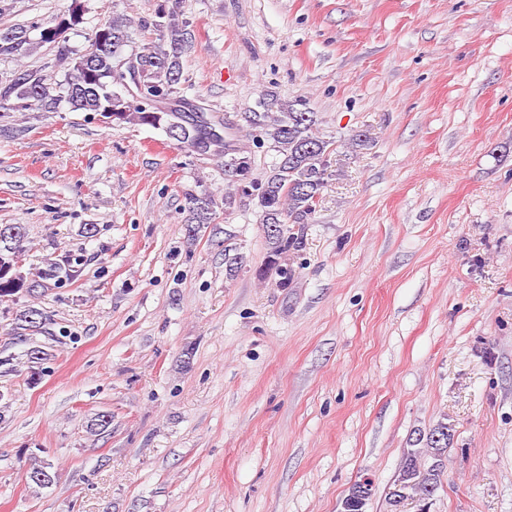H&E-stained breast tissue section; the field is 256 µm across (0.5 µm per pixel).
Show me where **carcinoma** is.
Listing matches in <instances>:
<instances>
[{"mask_svg":"<svg viewBox=\"0 0 512 512\" xmlns=\"http://www.w3.org/2000/svg\"><path fill=\"white\" fill-rule=\"evenodd\" d=\"M179 0H157L152 20L144 26L160 32L159 42L142 51L127 50L131 43L132 20L112 16L91 34L90 42L98 44L91 61L85 56L71 55L67 48L58 52L57 62L66 66L60 81L41 71L28 69L14 75L0 86V119L17 112H57L66 103L72 112L98 115L112 112V124L150 126L166 131L174 113L171 107L187 111V121L180 127L176 139L179 148L189 156H202L224 167L231 190L224 193V208L253 205L258 210L266 242L264 264L258 270L261 279L272 278L280 288L290 286L296 269L291 257L305 248V225L314 220L323 189L333 176L332 156L336 142L320 131L317 113L300 100L263 102V111L245 112L244 124L238 130L249 134L259 132L262 140L275 151L278 162L262 175H255L252 153L231 148L230 139L210 135L209 129L221 124V119L180 95L182 56L188 47V32L178 19ZM58 23V19L33 23L11 30V37H0V56L22 59L43 44L53 43L44 35L34 40L30 31L43 30ZM129 54L139 60L137 96L128 97L117 79V59ZM186 219L187 240L193 241L201 229L214 221L216 201L206 192L189 194ZM27 230L23 224L0 225V302L19 294L33 295L48 287L73 280L79 270L71 259L46 258L43 266L31 267L15 275L14 258L26 251ZM50 315L34 306L18 308L13 313L9 335L19 342L47 332ZM30 380L37 382L42 364L49 360V351L38 346L27 350ZM426 443L431 463L421 462L420 443ZM448 424L434 427L426 439L417 438L401 462L398 474L387 493L388 504L396 510V498L416 500L426 504L437 489L448 461ZM27 483L48 488L55 481L53 465L37 453H30L25 472Z\"/></svg>","mask_w":512,"mask_h":512,"instance_id":"cac0c4a2","label":"carcinoma"}]
</instances>
